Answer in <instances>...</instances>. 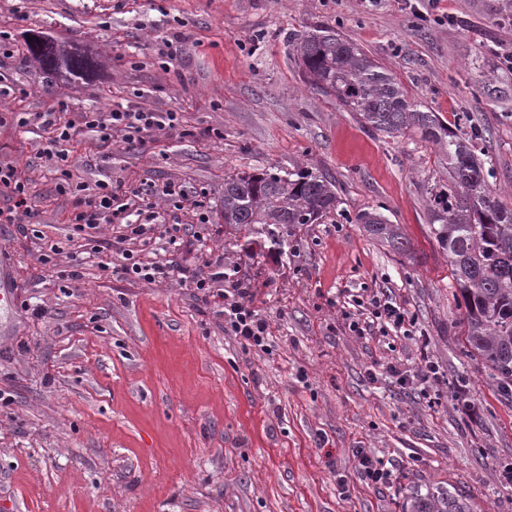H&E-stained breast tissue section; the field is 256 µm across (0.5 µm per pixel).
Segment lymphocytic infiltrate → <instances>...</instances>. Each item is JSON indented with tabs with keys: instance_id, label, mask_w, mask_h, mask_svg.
I'll list each match as a JSON object with an SVG mask.
<instances>
[{
	"instance_id": "f902f5d3",
	"label": "lymphocytic infiltrate",
	"mask_w": 512,
	"mask_h": 512,
	"mask_svg": "<svg viewBox=\"0 0 512 512\" xmlns=\"http://www.w3.org/2000/svg\"><path fill=\"white\" fill-rule=\"evenodd\" d=\"M12 118L18 126L25 127L34 122L46 131L47 138L38 156L58 172V194L76 200L73 211L66 217L73 230L82 232L102 224L118 226L119 235L101 241L96 247L100 253L121 247L122 262L116 268L117 274L147 283H162L173 278L177 271L173 261L159 259L143 263L132 250L126 249L125 243L129 240L150 243L161 215L149 204V197L160 195L177 202L185 196L181 187L167 183L160 187L151 185L125 190L109 180H99L89 186L72 180L68 159L82 130L95 132L98 143L104 146L109 145L113 133L118 132L124 142L133 147L140 144L147 133L176 129L182 121L181 113L135 108L124 112H81L73 119L66 118L61 112H16ZM0 197L5 200L4 206L0 207V224L15 225L22 234L27 232L29 225L39 223L40 211L30 184L14 163L0 161ZM354 304L369 312L364 319L351 317L348 324L349 329L360 336H385L392 331L407 335L415 324L414 317L383 292L372 293L366 298L355 297ZM224 330L243 347L261 351L268 348L269 325L252 306L248 289L236 288L233 296L225 298ZM354 457L357 477L374 488L392 486L403 472L395 460L375 456L365 448L355 449Z\"/></svg>"
}]
</instances>
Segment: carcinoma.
Instances as JSON below:
<instances>
[{
	"label": "carcinoma",
	"mask_w": 512,
	"mask_h": 512,
	"mask_svg": "<svg viewBox=\"0 0 512 512\" xmlns=\"http://www.w3.org/2000/svg\"><path fill=\"white\" fill-rule=\"evenodd\" d=\"M25 59L50 81L83 79L94 62L84 52L31 29L24 34ZM305 82L353 112L362 126L387 136L419 135L448 160V180L426 187L430 234L448 254L454 296L461 297L464 341L470 356L491 371L497 390L512 399V204L492 189L485 162L470 139L448 128L438 113L415 102L391 69L327 26L312 27L291 41ZM336 183L322 173L301 170L237 172L224 176L220 216L240 233L255 225L273 238L297 224H317L335 211ZM372 239L392 251L412 253L397 224L376 211L354 216ZM465 495L421 498L412 512H470Z\"/></svg>",
	"instance_id": "obj_1"
}]
</instances>
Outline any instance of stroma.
<instances>
[{"mask_svg": "<svg viewBox=\"0 0 512 512\" xmlns=\"http://www.w3.org/2000/svg\"><path fill=\"white\" fill-rule=\"evenodd\" d=\"M442 6L455 25H416L396 0H0L14 49L0 113L180 111V128L141 145L113 134L103 161L81 135L72 177L206 190L205 240L176 260L200 275L223 264L218 289L249 287L270 331L268 351L244 348L225 334L221 303L183 275L150 284L103 270L93 245L111 225L72 234L74 200L36 157L43 130L1 125L0 159L31 179L41 222L27 237L0 224L14 296L0 313V512H405L458 489L478 512H512V402L467 352L429 235L425 188L448 165L429 143L363 128L305 84L288 47L335 28L470 136L493 160L491 185L512 191V71L496 58L512 51L505 0ZM31 28L88 53L93 77L48 83L22 60ZM175 36L182 51L162 68ZM271 167L330 174L340 198L282 247L219 216L225 175ZM363 210L399 225L412 254L367 236L353 221ZM378 289L415 316L418 336L350 331L345 302ZM425 353L440 378L400 384L391 365L414 369ZM357 448L397 460L404 477L368 487Z\"/></svg>", "mask_w": 512, "mask_h": 512, "instance_id": "stroma-1", "label": "stroma"}]
</instances>
